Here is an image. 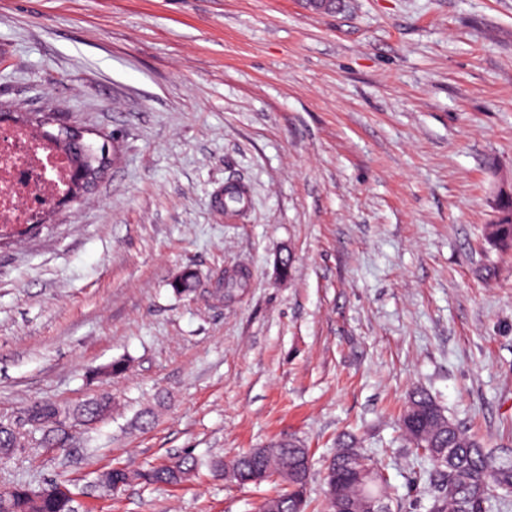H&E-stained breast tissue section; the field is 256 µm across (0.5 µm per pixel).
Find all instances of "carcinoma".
<instances>
[{
	"instance_id": "carcinoma-1",
	"label": "carcinoma",
	"mask_w": 512,
	"mask_h": 512,
	"mask_svg": "<svg viewBox=\"0 0 512 512\" xmlns=\"http://www.w3.org/2000/svg\"><path fill=\"white\" fill-rule=\"evenodd\" d=\"M64 146L71 156L74 173L92 175L108 162L106 147L95 148L84 141H68L48 135ZM243 189L236 185L224 187V212L241 211L239 202ZM487 241L501 251L512 249V199L501 201L493 223L486 225ZM197 275L184 270L172 283L174 291H192ZM247 275L238 272L224 277L219 294L230 300L243 288ZM112 410V398L101 393L74 406L51 402L31 405L18 426L0 421V460L29 447L32 433H41V444L50 448H68L71 429L81 424L103 420ZM399 428L412 448L414 482L422 486L430 501L429 512H486V504L498 489L512 490V448L493 450L484 442L450 420L435 400L425 391L410 396L399 417ZM353 436L339 444L324 477L327 512H392L395 493L384 470L370 462L356 447ZM309 449L297 439L271 443L260 458L246 453L228 462L231 479L250 484L267 470L282 475L285 491L262 504L261 512H307L308 466L303 463ZM206 466L191 456L180 457L165 465L130 473L120 467L104 471L107 489L117 490L132 481L147 485H178ZM43 493L17 484L0 490V512H79L72 493L54 482Z\"/></svg>"
}]
</instances>
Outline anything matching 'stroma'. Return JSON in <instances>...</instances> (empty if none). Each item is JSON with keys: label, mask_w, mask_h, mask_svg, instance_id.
Segmentation results:
<instances>
[{"label": "stroma", "mask_w": 512, "mask_h": 512, "mask_svg": "<svg viewBox=\"0 0 512 512\" xmlns=\"http://www.w3.org/2000/svg\"><path fill=\"white\" fill-rule=\"evenodd\" d=\"M0 110L114 155L0 240V421L116 404L70 448L1 461L0 488L61 480L80 512H257L281 482L97 475L293 435L319 508L352 432L397 512H428L396 426L418 387L512 448V253L483 237L512 193V0H0ZM229 184L248 199L233 218L214 207ZM240 269L244 291L216 300Z\"/></svg>", "instance_id": "stroma-1"}]
</instances>
